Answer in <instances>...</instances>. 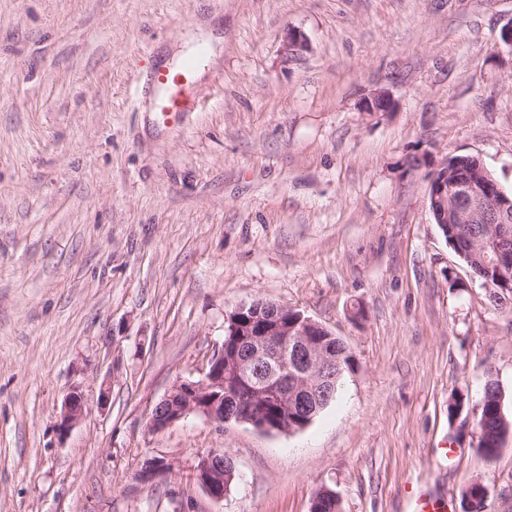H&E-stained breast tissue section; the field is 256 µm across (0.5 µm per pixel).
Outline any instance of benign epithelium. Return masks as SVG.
Returning a JSON list of instances; mask_svg holds the SVG:
<instances>
[{"label":"benign epithelium","instance_id":"1","mask_svg":"<svg viewBox=\"0 0 512 512\" xmlns=\"http://www.w3.org/2000/svg\"><path fill=\"white\" fill-rule=\"evenodd\" d=\"M390 112L391 95L380 90L365 99L364 110L378 112L377 104ZM428 201L439 224H479L481 230L462 231L457 251L475 274L484 267L496 269V284L512 280V252L504 245L512 240V193H507L487 170L469 173L460 168L441 178L431 175ZM225 323L235 335L213 351L194 379H179L153 406L147 427L162 431L194 414L218 427L236 421L266 433H291L311 421L334 391L341 360L328 346L333 333L322 324L279 302L259 307L240 303L227 314ZM280 365L274 384H252L257 365ZM83 394L73 389L66 395L59 430L68 431L84 415ZM161 456L146 460L137 479L149 484L173 470ZM192 480L212 500L224 501V458L208 453L192 465ZM469 512H482L485 491L479 482L465 488Z\"/></svg>","mask_w":512,"mask_h":512}]
</instances>
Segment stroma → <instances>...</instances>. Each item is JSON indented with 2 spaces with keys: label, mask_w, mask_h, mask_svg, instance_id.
<instances>
[{
  "label": "stroma",
  "mask_w": 512,
  "mask_h": 512,
  "mask_svg": "<svg viewBox=\"0 0 512 512\" xmlns=\"http://www.w3.org/2000/svg\"><path fill=\"white\" fill-rule=\"evenodd\" d=\"M510 21L512 0H0V512H309L325 487L407 512L410 484L468 512L474 480L512 512V434L485 456L475 419L490 378L512 418V299L428 205L453 155L512 191ZM209 30L194 107L166 120L146 61ZM379 89L396 110L364 112ZM259 298L348 346L335 400L289 434L149 432ZM75 387L89 411L62 433ZM214 450L237 472L220 503L191 478ZM150 455L174 470L144 485Z\"/></svg>",
  "instance_id": "35a3bbf8"
}]
</instances>
